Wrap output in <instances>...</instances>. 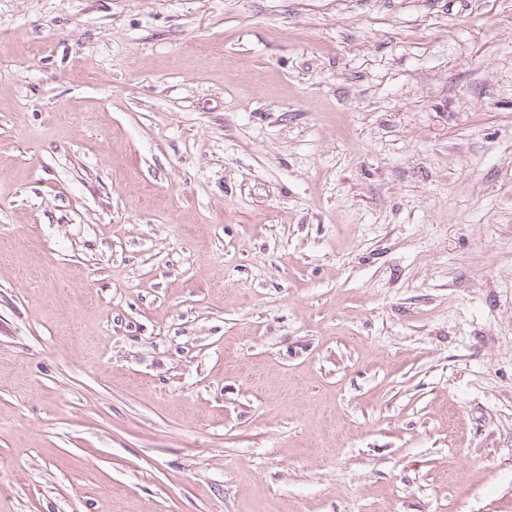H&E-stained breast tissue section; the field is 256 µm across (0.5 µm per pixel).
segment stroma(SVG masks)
<instances>
[{"label":"stroma","mask_w":512,"mask_h":512,"mask_svg":"<svg viewBox=\"0 0 512 512\" xmlns=\"http://www.w3.org/2000/svg\"><path fill=\"white\" fill-rule=\"evenodd\" d=\"M0 512H512V0H0Z\"/></svg>","instance_id":"35a3bbf8"}]
</instances>
